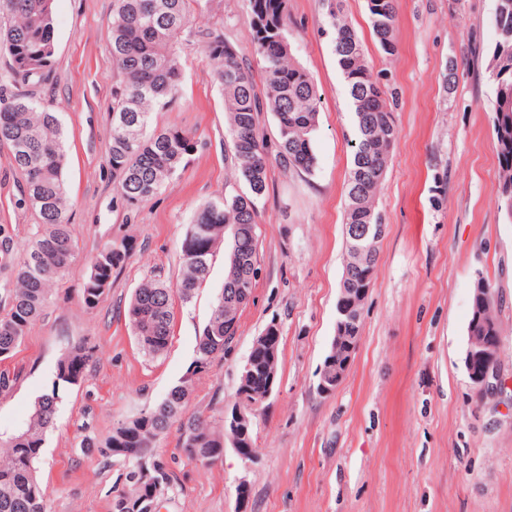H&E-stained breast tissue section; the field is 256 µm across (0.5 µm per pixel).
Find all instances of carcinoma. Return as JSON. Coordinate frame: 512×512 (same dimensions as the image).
Listing matches in <instances>:
<instances>
[{
  "instance_id": "cac0c4a2",
  "label": "carcinoma",
  "mask_w": 512,
  "mask_h": 512,
  "mask_svg": "<svg viewBox=\"0 0 512 512\" xmlns=\"http://www.w3.org/2000/svg\"><path fill=\"white\" fill-rule=\"evenodd\" d=\"M209 0H113L107 39L114 84L108 163L119 182L117 192L132 207L158 195L194 152L196 142L177 128L149 130L153 113L178 96L179 45L185 36L205 43L215 77L224 92L225 161L237 186L202 205L181 240V273L175 284L147 281L127 307V319L139 350L149 358L166 352L173 326V302H192L207 282L217 252L227 245L224 287L197 342L187 375L166 397L112 429L102 442L79 443L106 459L124 462L121 485L113 489L111 512H142L143 502L160 505L171 487L167 463L152 453L154 441L171 428L186 457L209 469L221 462L224 413L206 416L188 410L194 378L224 356L237 332L239 312L256 284L260 199L267 189L270 161L290 171L312 174L317 166L314 138L320 95L311 75L297 64L285 0H248L251 35L264 63L265 89L257 90L251 63L238 55L224 34L207 26ZM496 40L488 70L495 83L493 132L499 158L498 211L512 224V0H496ZM380 47L394 49L395 0H367ZM55 0H0V49L9 59L11 88L0 85V143L22 178V200L39 224L32 240L15 255L6 225H0V265L9 279L0 285L8 311L0 317V362L11 358L32 324L52 299L54 282L68 271L77 240L67 219L71 205L65 181L66 140L59 113L45 107L29 86L44 79L55 56ZM335 19L334 51L347 82L357 138L347 185L345 223L380 224L375 201L391 158L397 128L379 76L370 69L360 41L343 19V0L330 2ZM271 112L277 135L268 140L259 115ZM379 240L346 245L342 286L371 288ZM129 239L111 240L93 255L83 300L97 306L112 286V272L124 263ZM472 308L490 335H501L499 295L483 277L476 279ZM280 348H251L255 378L278 376ZM95 346L84 339L58 360L55 380L39 395L27 422L0 435V512H47V493L37 477L47 434L54 427L61 389L79 385Z\"/></svg>"
}]
</instances>
